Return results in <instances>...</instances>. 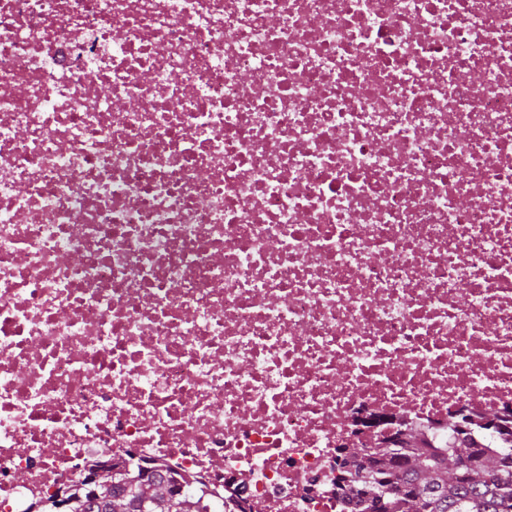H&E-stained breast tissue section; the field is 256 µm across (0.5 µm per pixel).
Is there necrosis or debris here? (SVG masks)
I'll list each match as a JSON object with an SVG mask.
<instances>
[{
  "instance_id": "obj_1",
  "label": "necrosis or debris",
  "mask_w": 512,
  "mask_h": 512,
  "mask_svg": "<svg viewBox=\"0 0 512 512\" xmlns=\"http://www.w3.org/2000/svg\"><path fill=\"white\" fill-rule=\"evenodd\" d=\"M512 407V0H0V512L142 457L351 512L340 449Z\"/></svg>"
}]
</instances>
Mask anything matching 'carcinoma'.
Masks as SVG:
<instances>
[{
	"label": "carcinoma",
	"instance_id": "obj_1",
	"mask_svg": "<svg viewBox=\"0 0 512 512\" xmlns=\"http://www.w3.org/2000/svg\"><path fill=\"white\" fill-rule=\"evenodd\" d=\"M358 512H512V431L486 417H448L437 447L419 428L382 439L368 462L338 478ZM47 512H224L172 471L111 466L95 488Z\"/></svg>",
	"mask_w": 512,
	"mask_h": 512
}]
</instances>
